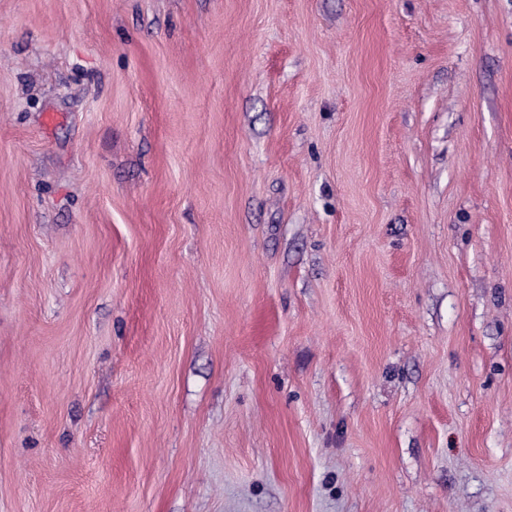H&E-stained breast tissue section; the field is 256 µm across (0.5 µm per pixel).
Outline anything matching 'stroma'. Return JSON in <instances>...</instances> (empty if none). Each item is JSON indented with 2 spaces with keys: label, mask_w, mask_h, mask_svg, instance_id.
Returning a JSON list of instances; mask_svg holds the SVG:
<instances>
[{
  "label": "stroma",
  "mask_w": 512,
  "mask_h": 512,
  "mask_svg": "<svg viewBox=\"0 0 512 512\" xmlns=\"http://www.w3.org/2000/svg\"><path fill=\"white\" fill-rule=\"evenodd\" d=\"M0 512H512V0H0Z\"/></svg>",
  "instance_id": "35a3bbf8"
}]
</instances>
